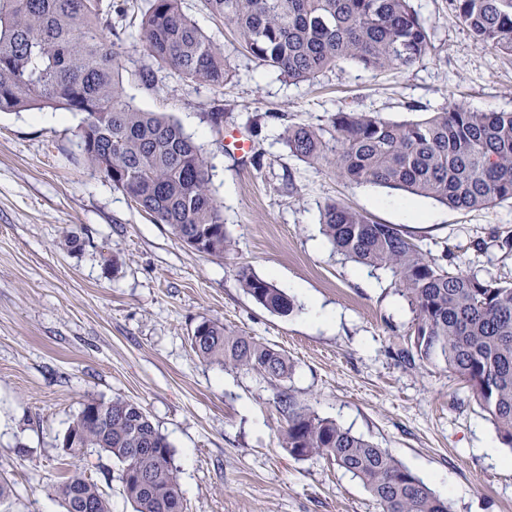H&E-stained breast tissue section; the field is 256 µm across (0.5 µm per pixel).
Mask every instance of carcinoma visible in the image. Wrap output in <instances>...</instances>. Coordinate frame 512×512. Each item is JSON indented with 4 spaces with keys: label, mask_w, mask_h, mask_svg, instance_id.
I'll return each instance as SVG.
<instances>
[{
    "label": "carcinoma",
    "mask_w": 512,
    "mask_h": 512,
    "mask_svg": "<svg viewBox=\"0 0 512 512\" xmlns=\"http://www.w3.org/2000/svg\"><path fill=\"white\" fill-rule=\"evenodd\" d=\"M100 0H0V112L63 109L85 114L82 156L184 244L221 257L230 239L223 206L210 187L203 148L177 121L133 103L122 81V53L105 31L127 28V0L103 14ZM235 30L246 50L290 81L317 77L340 60L381 73L405 69L430 50L426 27L411 0H203ZM182 0H147L136 39L143 56L137 75L147 88L158 72L221 89L229 65L220 45L182 10ZM478 42L512 55V0H449ZM289 153L336 177L431 198L461 210L512 199V112H477L456 105L430 117L394 123L373 112L332 114L324 125H287ZM322 231L336 252L390 271L416 314L404 362L442 360L512 445V283L486 279L446 254L438 260L393 224H379L339 202L321 212ZM245 293L287 316L294 301L268 279L242 269ZM191 343L205 363L260 376L273 386L292 372L288 357L219 319L197 324ZM284 440L295 458L326 457L353 477L382 512H450L448 502L388 450L322 418L290 393ZM68 433L78 448H95L122 465L123 492L134 512H184L167 438L131 401L87 403ZM150 478L144 485L128 472ZM53 492L66 512L81 498L110 512L96 483L74 471Z\"/></svg>",
    "instance_id": "carcinoma-1"
}]
</instances>
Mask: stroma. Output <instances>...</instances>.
<instances>
[{
	"mask_svg": "<svg viewBox=\"0 0 512 512\" xmlns=\"http://www.w3.org/2000/svg\"><path fill=\"white\" fill-rule=\"evenodd\" d=\"M433 49L404 70L372 73L343 60L291 82L248 54L203 0L183 11L223 48L232 71L222 91L159 73H136L133 38L115 45L126 91L139 107L173 118L206 151L211 188L231 244L223 256L187 249L81 158L82 115L0 112V477L12 492L0 512H65L53 485L81 469L111 512H134L120 466L93 449L62 446L90 401L138 403L172 445L184 512H382L356 478L326 458L285 446L281 390L320 417L387 449L433 490L449 485L451 512H512V467L482 453L503 443L469 387L441 361L410 366L415 315L391 273L344 257L321 231L340 202L393 224L433 257L452 254L483 277L512 282V201L459 210L416 198L431 216L410 222L388 200L397 191L351 184L292 157L285 125L326 123L344 110L404 122L461 103L512 111V56L475 41L448 0H412ZM222 99L225 130L251 140L247 160L224 151L207 114ZM248 267L290 296L270 312L241 288ZM330 316L311 322L310 304ZM223 321L285 353L282 387L199 360L190 336Z\"/></svg>",
	"mask_w": 512,
	"mask_h": 512,
	"instance_id": "obj_1",
	"label": "stroma"
}]
</instances>
